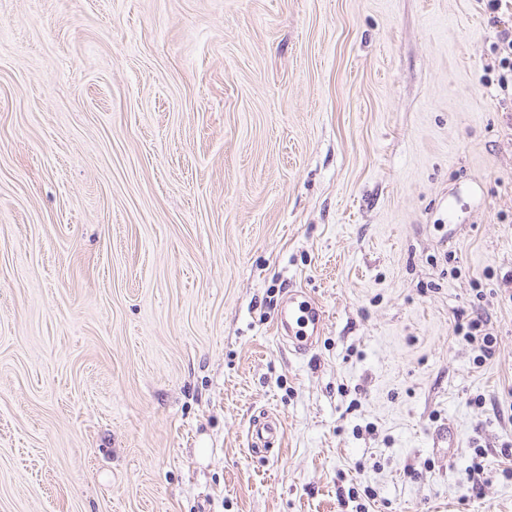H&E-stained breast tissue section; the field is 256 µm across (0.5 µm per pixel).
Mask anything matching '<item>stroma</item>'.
I'll use <instances>...</instances> for the list:
<instances>
[{"label":"stroma","instance_id":"35a3bbf8","mask_svg":"<svg viewBox=\"0 0 512 512\" xmlns=\"http://www.w3.org/2000/svg\"><path fill=\"white\" fill-rule=\"evenodd\" d=\"M499 28L483 0H0V512H512ZM481 305L483 366L452 334ZM325 315L319 303L302 289L290 290L278 314L280 335L295 352L314 348L324 329Z\"/></svg>","mask_w":512,"mask_h":512}]
</instances>
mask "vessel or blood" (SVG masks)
<instances>
[{
	"instance_id": "vessel-or-blood-1",
	"label": "vessel or blood",
	"mask_w": 512,
	"mask_h": 512,
	"mask_svg": "<svg viewBox=\"0 0 512 512\" xmlns=\"http://www.w3.org/2000/svg\"><path fill=\"white\" fill-rule=\"evenodd\" d=\"M325 324L319 303L303 290L289 291L277 319L280 335L295 352L305 353L316 345Z\"/></svg>"
}]
</instances>
